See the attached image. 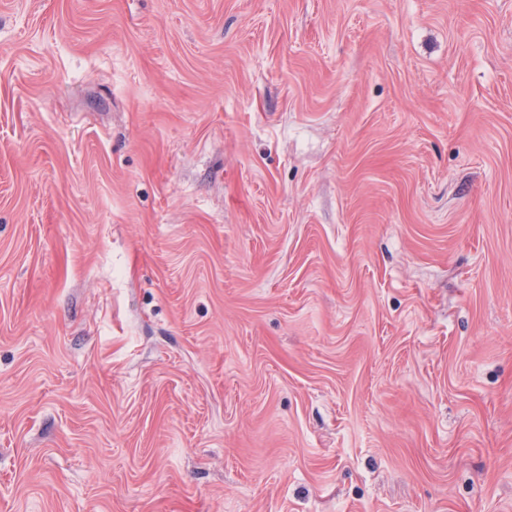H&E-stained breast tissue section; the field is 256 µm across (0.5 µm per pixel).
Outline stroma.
<instances>
[{
	"label": "stroma",
	"mask_w": 512,
	"mask_h": 512,
	"mask_svg": "<svg viewBox=\"0 0 512 512\" xmlns=\"http://www.w3.org/2000/svg\"><path fill=\"white\" fill-rule=\"evenodd\" d=\"M0 512H512V0H0Z\"/></svg>",
	"instance_id": "35a3bbf8"
}]
</instances>
